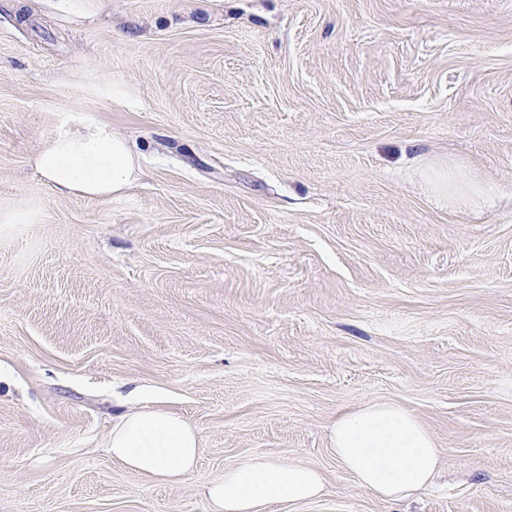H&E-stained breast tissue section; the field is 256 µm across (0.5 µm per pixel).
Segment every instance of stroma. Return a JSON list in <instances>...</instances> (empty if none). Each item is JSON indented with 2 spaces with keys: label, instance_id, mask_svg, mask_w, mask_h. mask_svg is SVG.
<instances>
[{
  "label": "stroma",
  "instance_id": "1",
  "mask_svg": "<svg viewBox=\"0 0 512 512\" xmlns=\"http://www.w3.org/2000/svg\"><path fill=\"white\" fill-rule=\"evenodd\" d=\"M0 0V512H207L252 454L326 495L269 512H512V0ZM127 138L122 196L36 152ZM141 389L196 426L169 485L112 461ZM446 455L381 501L337 415ZM65 129L34 157L38 172L61 194L88 198L119 197L142 175L129 142L104 124L79 122ZM330 442L339 467L383 501L408 499L428 487L444 453L418 419L397 403H368L338 415Z\"/></svg>",
  "mask_w": 512,
  "mask_h": 512
}]
</instances>
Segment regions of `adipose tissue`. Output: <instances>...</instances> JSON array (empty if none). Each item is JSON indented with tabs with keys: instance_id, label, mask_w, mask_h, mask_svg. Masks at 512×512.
Instances as JSON below:
<instances>
[{
	"instance_id": "obj_1",
	"label": "adipose tissue",
	"mask_w": 512,
	"mask_h": 512,
	"mask_svg": "<svg viewBox=\"0 0 512 512\" xmlns=\"http://www.w3.org/2000/svg\"><path fill=\"white\" fill-rule=\"evenodd\" d=\"M57 191L112 198L142 175L128 141L104 124L85 123L48 141L34 157ZM339 467L383 501L402 500L428 487L443 450L425 427L396 403H369L340 414L330 428ZM108 448L114 462L148 479L178 483L193 474L201 448L198 430L181 416L147 405L121 414ZM325 477L316 467L253 455L226 467L205 492L208 512H268L322 498Z\"/></svg>"
}]
</instances>
